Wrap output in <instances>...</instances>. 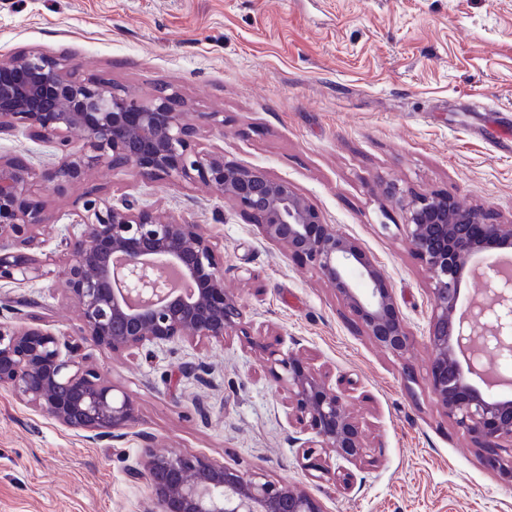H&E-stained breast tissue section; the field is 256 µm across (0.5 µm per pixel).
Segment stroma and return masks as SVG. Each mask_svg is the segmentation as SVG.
I'll return each mask as SVG.
<instances>
[{
    "instance_id": "35a3bbf8",
    "label": "stroma",
    "mask_w": 512,
    "mask_h": 512,
    "mask_svg": "<svg viewBox=\"0 0 512 512\" xmlns=\"http://www.w3.org/2000/svg\"><path fill=\"white\" fill-rule=\"evenodd\" d=\"M30 51L71 56L81 73L143 97L171 85L185 109L223 113V130H201L200 150L288 180L354 238L383 271L413 345L402 358L378 348L330 283L209 186L93 173L114 204L189 214L223 255L224 287L251 331L272 327L282 351L356 380L367 455L329 459L350 472V489L314 477L287 391L243 337L131 354L87 343V362L134 401L136 423L88 441L0 386V512H150L146 482L127 474L149 448L262 472L327 512H512V484L427 388L430 282L385 194L390 183L406 196L446 193L512 219V154L498 149L512 138V0H0V57ZM0 156L41 167L54 150L4 134ZM85 186L34 181L52 217L35 255L62 258ZM78 318L58 273L0 288V327L72 338Z\"/></svg>"
}]
</instances>
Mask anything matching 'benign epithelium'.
I'll return each instance as SVG.
<instances>
[{"label": "benign epithelium", "mask_w": 512, "mask_h": 512, "mask_svg": "<svg viewBox=\"0 0 512 512\" xmlns=\"http://www.w3.org/2000/svg\"><path fill=\"white\" fill-rule=\"evenodd\" d=\"M69 57L40 53L0 59V134L25 133L58 150L43 173L58 189L81 183L100 167L128 168L146 185L203 183L233 201L262 237L308 263L336 292L362 332L383 351L404 356L412 339L382 270L358 242L325 223L313 204L286 180L231 165L198 148L204 127L224 126L220 112H185L178 91L162 86L148 102L101 77H80ZM32 167L0 158V284L26 285L47 276L46 261L30 253L35 230L49 223L32 198ZM405 232L431 282L433 308L427 343V385L448 418L477 447L487 466L512 482V398L490 394L512 377L488 375L487 354L512 361V264L489 265V295L460 305V288L490 249H512V221L465 208L446 194L398 196ZM76 225L61 239L66 278L80 316L79 337L61 340L41 327L0 328V385L46 410L61 425L94 438L120 437L137 420L134 402L81 354L82 342L133 352L147 344L185 340L222 342L242 335L288 390V405L303 434V456L320 473L322 451L356 461L366 453L348 415L352 381L331 384L299 356L283 353L272 334L251 336L244 306L224 289V260L189 217L158 219L150 208L118 207L102 187L87 191ZM146 480L159 512H327L311 493L241 473L192 454H149L128 468Z\"/></svg>", "instance_id": "1"}]
</instances>
